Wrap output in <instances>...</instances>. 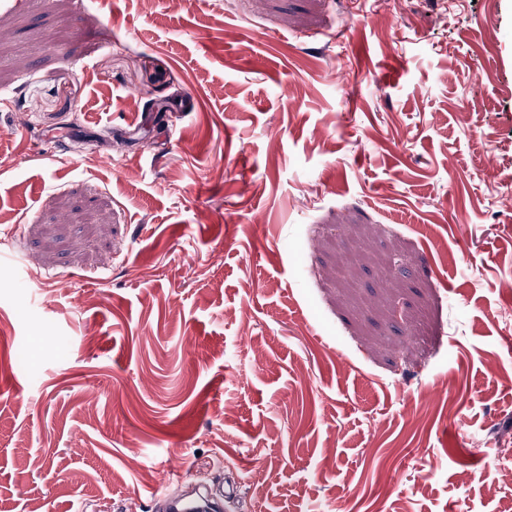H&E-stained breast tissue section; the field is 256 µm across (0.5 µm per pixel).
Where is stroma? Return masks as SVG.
<instances>
[{
  "mask_svg": "<svg viewBox=\"0 0 512 512\" xmlns=\"http://www.w3.org/2000/svg\"><path fill=\"white\" fill-rule=\"evenodd\" d=\"M0 261V512H512V0H0Z\"/></svg>",
  "mask_w": 512,
  "mask_h": 512,
  "instance_id": "1",
  "label": "stroma"
}]
</instances>
